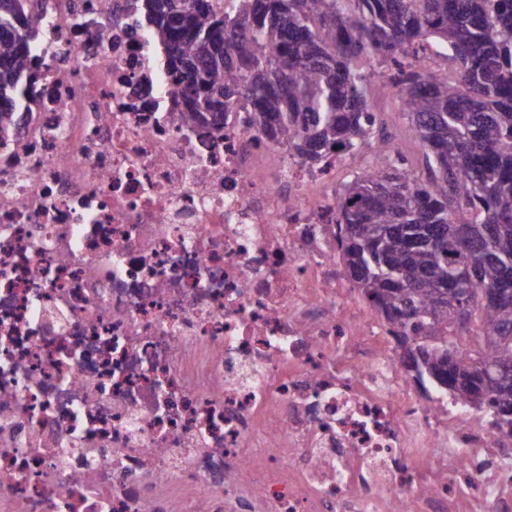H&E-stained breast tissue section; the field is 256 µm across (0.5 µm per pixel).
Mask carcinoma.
<instances>
[{"label":"carcinoma","instance_id":"1","mask_svg":"<svg viewBox=\"0 0 512 512\" xmlns=\"http://www.w3.org/2000/svg\"><path fill=\"white\" fill-rule=\"evenodd\" d=\"M160 49L188 124L236 112L308 168L386 153L336 194L347 279L386 322L406 374L487 411L512 436V0H129ZM45 31L0 0V124L30 109ZM427 54L456 65L426 69ZM394 101L423 149L420 176L379 134Z\"/></svg>","mask_w":512,"mask_h":512}]
</instances>
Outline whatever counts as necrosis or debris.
<instances>
[{
  "label": "necrosis or debris",
  "instance_id": "necrosis-or-debris-1",
  "mask_svg": "<svg viewBox=\"0 0 512 512\" xmlns=\"http://www.w3.org/2000/svg\"><path fill=\"white\" fill-rule=\"evenodd\" d=\"M0 128V512H512V437L420 397L330 172L186 124L126 0H31ZM24 0H0V124L11 112L30 109L29 89L38 75L36 51L45 31L25 9Z\"/></svg>",
  "mask_w": 512,
  "mask_h": 512
}]
</instances>
